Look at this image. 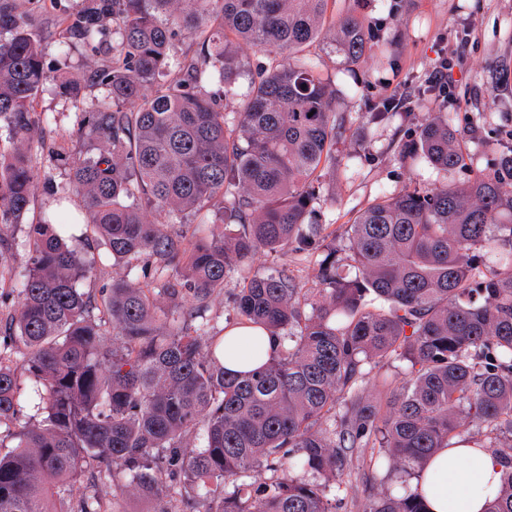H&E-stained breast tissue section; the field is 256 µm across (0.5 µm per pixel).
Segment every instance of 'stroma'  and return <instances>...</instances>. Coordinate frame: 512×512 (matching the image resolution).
Listing matches in <instances>:
<instances>
[{
	"instance_id": "stroma-1",
	"label": "stroma",
	"mask_w": 512,
	"mask_h": 512,
	"mask_svg": "<svg viewBox=\"0 0 512 512\" xmlns=\"http://www.w3.org/2000/svg\"><path fill=\"white\" fill-rule=\"evenodd\" d=\"M82 0H30L20 7L29 29L40 38L48 71L88 76L96 59L83 43L68 39L66 21ZM355 15L371 36V49L359 62L343 63L330 40L310 46L306 55L321 78L336 90L335 109L345 124L338 154L348 164L324 170L315 185L313 207L319 223L328 225L337 248L347 240L345 226L376 197L407 186L430 189L462 183L478 170L494 169L501 153L512 150V0H330L328 24ZM227 49L239 69L238 91L251 79L275 67L278 56L227 38ZM448 63L451 96L434 91L432 71ZM103 89L86 83L79 100L62 96L48 80L32 104L36 122L35 168L38 174L31 219L55 208L69 183V169L57 151L73 153L80 146L86 103L102 98ZM408 96V111H390L372 124L375 104L392 96ZM449 115L466 150L463 167L444 173L424 162H401L406 130L431 115ZM112 482L100 492L107 512H157L156 498L124 490L119 465Z\"/></svg>"
}]
</instances>
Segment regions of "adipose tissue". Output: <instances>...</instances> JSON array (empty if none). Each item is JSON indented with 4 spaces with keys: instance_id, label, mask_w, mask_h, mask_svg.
Returning <instances> with one entry per match:
<instances>
[{
    "instance_id": "adipose-tissue-1",
    "label": "adipose tissue",
    "mask_w": 512,
    "mask_h": 512,
    "mask_svg": "<svg viewBox=\"0 0 512 512\" xmlns=\"http://www.w3.org/2000/svg\"><path fill=\"white\" fill-rule=\"evenodd\" d=\"M274 349L269 338L258 337L244 325L226 330L224 364L230 371L258 366ZM500 465L486 448H442L424 464L413 490L420 493L430 512H482L499 490Z\"/></svg>"
}]
</instances>
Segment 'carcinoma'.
<instances>
[{"instance_id":"obj_1","label":"carcinoma","mask_w":512,"mask_h":512,"mask_svg":"<svg viewBox=\"0 0 512 512\" xmlns=\"http://www.w3.org/2000/svg\"><path fill=\"white\" fill-rule=\"evenodd\" d=\"M328 2L83 0L69 18L107 91L84 112L87 148L71 155L69 190L127 274L98 297L76 287L94 267L64 236V212L28 225L18 273L0 233V298L12 297L15 326L0 337V512H54V494L92 461L119 464L141 494L183 488L188 512H336L332 490L366 454L378 492L363 512H428L403 476L460 443L501 465L483 512H512V151L463 184L376 198L346 225L347 257H337L312 201L318 172L341 164L345 118L302 55L325 33ZM214 22L199 50L170 55L177 37ZM226 29L282 56L231 116L203 93L216 83L238 95ZM333 41L348 63L369 49L354 18ZM47 79L35 34L0 4V127L12 140L0 152L1 227L30 209L32 102ZM464 157L440 112L401 151L444 172ZM148 210L216 228L188 246ZM260 252L312 258L311 282L284 260L253 271ZM233 277L227 325L279 342L238 373L224 367V337L194 324ZM390 360L405 363L402 375H371ZM28 383L43 416L21 427ZM254 471L271 476L257 483Z\"/></svg>"}]
</instances>
